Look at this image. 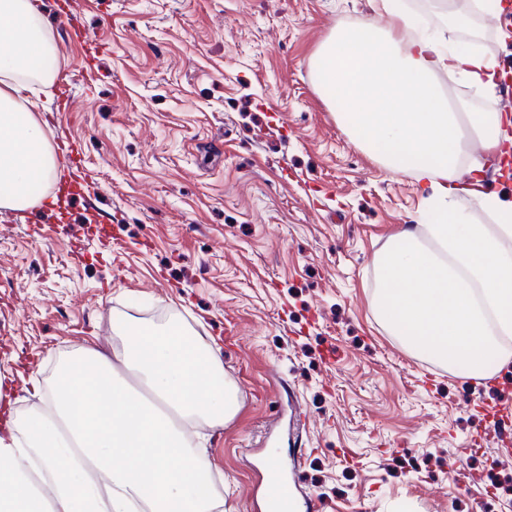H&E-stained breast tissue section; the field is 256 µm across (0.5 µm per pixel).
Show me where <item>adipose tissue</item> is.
<instances>
[{"label": "adipose tissue", "instance_id": "1", "mask_svg": "<svg viewBox=\"0 0 512 512\" xmlns=\"http://www.w3.org/2000/svg\"><path fill=\"white\" fill-rule=\"evenodd\" d=\"M387 25L337 26L312 55L316 87L343 106L355 141L419 184L431 224L401 229L375 259V311L417 355L462 375L512 362V202L490 193L471 140L512 157V118L454 111L436 75L493 92L494 60L447 30L419 31L404 0H376ZM0 209H23L35 183L56 177L49 138L18 97L28 80H52L55 57L31 0H0ZM473 177H454L460 166ZM476 200L490 223L460 210ZM132 370L140 396L118 367ZM26 424L0 418V512H219L202 449L179 421L223 424L236 406L224 368L183 329L130 328L118 361L92 349L66 359Z\"/></svg>", "mask_w": 512, "mask_h": 512}]
</instances>
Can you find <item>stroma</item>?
<instances>
[{"instance_id":"stroma-1","label":"stroma","mask_w":512,"mask_h":512,"mask_svg":"<svg viewBox=\"0 0 512 512\" xmlns=\"http://www.w3.org/2000/svg\"><path fill=\"white\" fill-rule=\"evenodd\" d=\"M74 2L87 37L60 17ZM68 101H31L56 149L37 203L0 209V385L20 419L83 350L179 320L236 392L192 426L224 512H264L293 473L318 512H512V366L466 378L378 320L374 259L432 216L409 176L357 145L309 60L371 0H40ZM512 79V20L453 29ZM469 482L471 494L459 492Z\"/></svg>"}]
</instances>
